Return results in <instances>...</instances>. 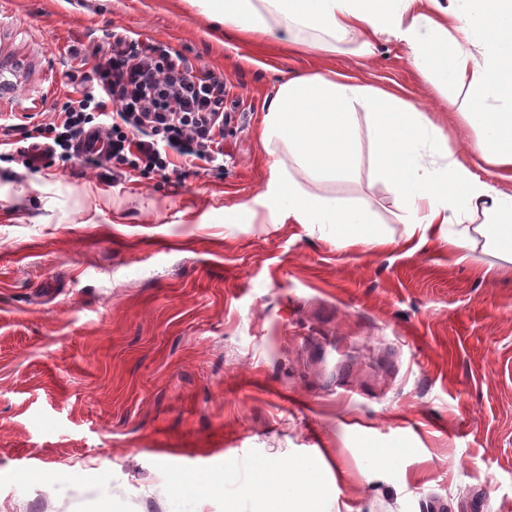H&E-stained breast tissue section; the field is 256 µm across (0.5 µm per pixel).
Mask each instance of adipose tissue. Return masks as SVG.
Masks as SVG:
<instances>
[{"label": "adipose tissue", "mask_w": 512, "mask_h": 512, "mask_svg": "<svg viewBox=\"0 0 512 512\" xmlns=\"http://www.w3.org/2000/svg\"><path fill=\"white\" fill-rule=\"evenodd\" d=\"M210 21L252 39L321 53L354 45L371 59L380 43L402 46L417 74L448 94L471 143L451 147L443 129L396 93L343 75L300 73L277 87L262 119L263 144L282 142L291 168L273 167L252 201L232 217L319 231L337 247L387 250L392 240L372 212L308 190L311 182L349 177L361 143L357 109L370 120L373 166L394 194L412 256L440 240L456 262H476L485 238L512 263V193L488 175L512 179V0H200ZM313 32L311 40L300 31ZM475 153L474 171L460 155ZM250 512H327L319 472L303 460L262 464L244 490Z\"/></svg>", "instance_id": "ef3b65f1"}]
</instances>
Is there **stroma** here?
I'll use <instances>...</instances> for the list:
<instances>
[{
	"label": "stroma",
	"mask_w": 512,
	"mask_h": 512,
	"mask_svg": "<svg viewBox=\"0 0 512 512\" xmlns=\"http://www.w3.org/2000/svg\"><path fill=\"white\" fill-rule=\"evenodd\" d=\"M113 27L223 71V174L179 157L113 183L80 158L22 164L26 130L69 91L67 45ZM0 61V512H225L252 467L295 458L354 512H512V280L484 276L497 252L458 264L444 242L407 256L262 212L224 221L290 164L260 128L297 72L395 92L471 140L403 49L260 50L195 0H0ZM308 189L402 240L370 144L351 177ZM369 444L399 457L375 471ZM179 474L224 491L174 493Z\"/></svg>",
	"instance_id": "obj_1"
}]
</instances>
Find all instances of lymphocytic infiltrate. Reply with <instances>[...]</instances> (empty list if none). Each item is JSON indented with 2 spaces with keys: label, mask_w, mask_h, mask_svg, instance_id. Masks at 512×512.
<instances>
[{
  "label": "lymphocytic infiltrate",
  "mask_w": 512,
  "mask_h": 512,
  "mask_svg": "<svg viewBox=\"0 0 512 512\" xmlns=\"http://www.w3.org/2000/svg\"><path fill=\"white\" fill-rule=\"evenodd\" d=\"M101 40L90 50L71 49L90 66L91 89L61 104L62 123L33 126L30 138L48 140L49 151L66 161L81 137L102 136L106 150L90 161L109 176L129 169L162 175L175 156L223 172V73L124 30H104Z\"/></svg>",
  "instance_id": "f902f5d3"
}]
</instances>
